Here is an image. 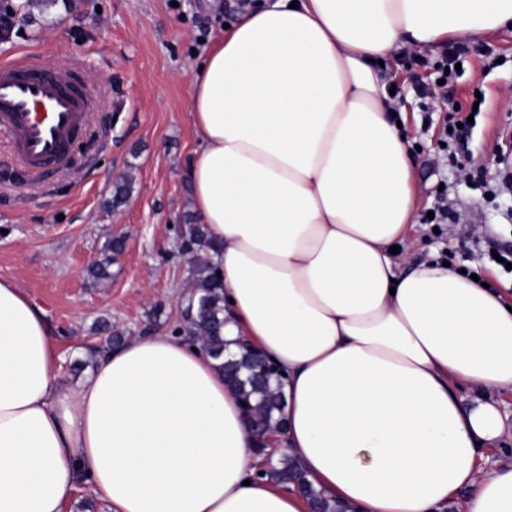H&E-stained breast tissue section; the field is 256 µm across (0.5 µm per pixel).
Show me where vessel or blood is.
I'll return each mask as SVG.
<instances>
[{"instance_id": "obj_1", "label": "vessel or blood", "mask_w": 512, "mask_h": 512, "mask_svg": "<svg viewBox=\"0 0 512 512\" xmlns=\"http://www.w3.org/2000/svg\"><path fill=\"white\" fill-rule=\"evenodd\" d=\"M106 103L69 58L47 65L34 53L0 62V161L30 175L68 170L75 143Z\"/></svg>"}]
</instances>
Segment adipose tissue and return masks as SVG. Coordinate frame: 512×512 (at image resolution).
I'll return each mask as SVG.
<instances>
[{
	"instance_id": "adipose-tissue-1",
	"label": "adipose tissue",
	"mask_w": 512,
	"mask_h": 512,
	"mask_svg": "<svg viewBox=\"0 0 512 512\" xmlns=\"http://www.w3.org/2000/svg\"><path fill=\"white\" fill-rule=\"evenodd\" d=\"M509 25L512 0H262L189 79L224 337L275 365L271 442L346 512H512V463L487 456L512 432V305L439 253L411 262L414 161L376 65ZM60 360L0 277V512H63L79 489L108 512H310L262 477L204 348L135 336L78 379Z\"/></svg>"
}]
</instances>
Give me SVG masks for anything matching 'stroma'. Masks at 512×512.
Here are the masks:
<instances>
[{
  "label": "stroma",
  "mask_w": 512,
  "mask_h": 512,
  "mask_svg": "<svg viewBox=\"0 0 512 512\" xmlns=\"http://www.w3.org/2000/svg\"><path fill=\"white\" fill-rule=\"evenodd\" d=\"M0 1L18 28L0 42V59L27 49L50 64L74 58L110 97L74 147L70 171L44 170L36 185L0 176V276L46 310L63 368L89 362L105 326L127 337L177 335L176 303L191 284L179 230L194 221L183 176L196 147L189 77L205 43L247 12V0ZM456 47L461 68L441 88L431 83L437 56L427 50L402 51L382 70L416 149L411 259L447 252L511 300L512 275L487 250L512 252V190H499L494 161L512 140V28ZM473 103V123L458 126L456 105ZM123 184L129 192L116 199ZM442 189L455 223L476 225L475 234L427 224ZM117 226L125 247L111 280L95 282L87 269Z\"/></svg>",
  "instance_id": "obj_1"
}]
</instances>
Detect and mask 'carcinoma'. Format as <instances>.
<instances>
[{
	"label": "carcinoma",
	"mask_w": 512,
	"mask_h": 512,
	"mask_svg": "<svg viewBox=\"0 0 512 512\" xmlns=\"http://www.w3.org/2000/svg\"><path fill=\"white\" fill-rule=\"evenodd\" d=\"M211 249V243L202 224H190L181 230V253L195 256ZM122 251V241H110L108 256L89 267V275L97 282L112 279V254ZM194 287L193 312L186 334L201 343L216 358H224V375L237 392L242 406L264 426L277 421L275 414L284 405L282 385L276 369L261 353L237 351L224 355V287L210 259L195 262L190 268ZM270 478L277 483L297 485L304 490L316 512H344V507L331 502L317 491L305 478L295 462L287 455L274 464Z\"/></svg>",
	"instance_id": "obj_1"
}]
</instances>
